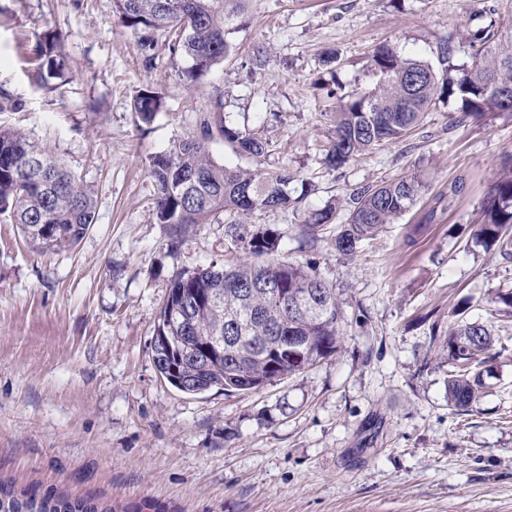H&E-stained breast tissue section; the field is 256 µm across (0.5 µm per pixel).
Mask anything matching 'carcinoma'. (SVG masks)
<instances>
[{
  "label": "carcinoma",
  "mask_w": 512,
  "mask_h": 512,
  "mask_svg": "<svg viewBox=\"0 0 512 512\" xmlns=\"http://www.w3.org/2000/svg\"><path fill=\"white\" fill-rule=\"evenodd\" d=\"M120 23L135 31L166 30L169 49L188 65L178 78L192 88L232 50L226 38L224 0H114ZM470 61L452 62L449 40L437 51V64L403 55L388 45L369 53L377 77L369 89L336 98L334 132L324 163L341 168L374 147L402 139L438 104H459L463 123L497 113L512 116V104L499 101L492 86L512 88V48L501 47V25L494 19L469 32ZM37 77L62 75L60 37L48 33L37 46ZM25 104L0 84V112H22ZM164 97L153 86L140 89L134 112L144 124L154 121ZM198 131L151 157L149 176L155 189L154 219L173 224L174 250L193 224L227 218L224 243L246 257L222 268L214 265L171 280L152 341L158 373L176 389L198 394L211 388L228 393L251 392L295 375L338 352L343 340V312L336 286L321 278L311 264L258 258L275 252L280 234L270 227H246L256 211L296 208L311 192L286 168L265 167L273 142L256 126L236 129L206 115ZM223 141L248 157L251 167L218 164L210 144ZM410 175L354 190L343 204L327 203L311 215L307 231L336 225L334 243L342 254L400 218L421 193ZM97 192L68 170L51 149L19 129L0 126V216L20 226L24 236L44 248H73L96 223ZM475 242L489 251L512 255V155L502 160V173L490 186L480 209ZM284 288L295 305L279 304L273 288ZM223 322V350L216 349L218 322ZM494 335L455 313L446 337L431 344L448 356V406L470 412L489 392ZM0 512H115L91 498L60 493L36 494L0 479Z\"/></svg>",
  "instance_id": "cac0c4a2"
}]
</instances>
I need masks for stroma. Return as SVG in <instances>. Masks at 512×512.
Listing matches in <instances>:
<instances>
[{"mask_svg":"<svg viewBox=\"0 0 512 512\" xmlns=\"http://www.w3.org/2000/svg\"><path fill=\"white\" fill-rule=\"evenodd\" d=\"M489 6L512 26V0H244L226 25L230 57L190 90L167 33L142 47L113 0H0V81L26 103L0 124L98 188L97 221L71 250L37 249L0 219V478L130 512H512V317L494 301L512 292V256L473 236L512 155V119L462 124L441 104L409 137L331 170L332 101L313 86L328 49L347 89L372 83L368 53L382 43L433 63L447 38L465 64ZM48 31L63 36L68 75L51 90L30 77ZM148 84L165 105L142 128L131 103ZM218 97L228 125L265 126L269 169L313 184L299 209L249 222L278 230L279 257L335 284L344 342L260 390L190 395L153 363L159 308L177 273L238 255L220 223L192 226L169 251L148 165ZM411 174L424 184L417 200L355 253H338L327 229L305 246L311 212ZM458 179L462 193L439 202ZM461 305L495 336L493 387L464 415L448 406V366L430 345Z\"/></svg>","mask_w":512,"mask_h":512,"instance_id":"obj_1","label":"stroma"}]
</instances>
